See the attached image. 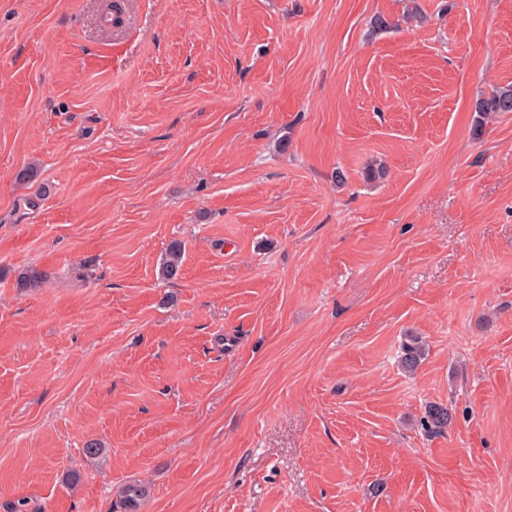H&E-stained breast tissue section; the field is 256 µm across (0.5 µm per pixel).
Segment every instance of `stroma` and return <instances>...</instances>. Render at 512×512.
<instances>
[{"instance_id":"1","label":"stroma","mask_w":512,"mask_h":512,"mask_svg":"<svg viewBox=\"0 0 512 512\" xmlns=\"http://www.w3.org/2000/svg\"><path fill=\"white\" fill-rule=\"evenodd\" d=\"M102 5L0 0V512H512V0ZM475 110L481 119L479 124H482L485 116L512 112V86L506 85L492 90L490 94L476 102ZM409 339L402 345L398 363L406 372H413L418 368L425 356L424 344L417 336H408ZM451 421V409L444 405L431 404L427 407L421 426L428 433H441L448 429Z\"/></svg>"}]
</instances>
